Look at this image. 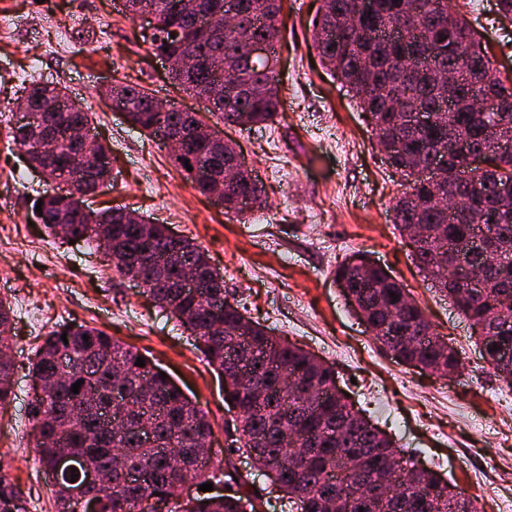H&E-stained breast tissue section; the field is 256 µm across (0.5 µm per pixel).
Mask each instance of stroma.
<instances>
[{
  "mask_svg": "<svg viewBox=\"0 0 512 512\" xmlns=\"http://www.w3.org/2000/svg\"><path fill=\"white\" fill-rule=\"evenodd\" d=\"M320 0H285L279 23L284 114L270 126L234 129L242 160L264 189L265 206L225 214L172 163L166 148L127 125L100 90L137 83L155 98L201 111L173 85L145 25L121 0H0V298L16 315L12 404L0 410V470L22 490L29 512H55L52 486L27 415L28 368L39 336L79 322L153 358L206 412L211 460L248 474L265 512H296L245 455L226 456L229 409L221 381L195 340L98 250L33 224L31 197L54 192L11 144L12 108L30 79L59 83L92 112L115 159L110 185L88 204L123 206L205 249L229 294L274 335L336 370L357 409L414 459L473 497L478 512L512 504V389L482 359L469 322L416 266L392 223L400 177L387 165L351 93L312 45ZM362 252L409 289L465 368L448 379L384 351L346 304L335 269ZM66 281V289L56 281ZM37 316H30V309Z\"/></svg>",
  "mask_w": 512,
  "mask_h": 512,
  "instance_id": "1",
  "label": "stroma"
}]
</instances>
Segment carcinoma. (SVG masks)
<instances>
[{
  "mask_svg": "<svg viewBox=\"0 0 512 512\" xmlns=\"http://www.w3.org/2000/svg\"><path fill=\"white\" fill-rule=\"evenodd\" d=\"M283 0H198V7L232 12L238 18L224 29L222 40H197L192 35L173 37L186 30L192 17H177L171 0H127L130 15L148 8L155 17L151 45L177 58L189 53L194 71L171 68V78L196 98L211 86L234 85L230 97H214L205 111L227 128L265 126L283 109L279 80L268 60L251 55V43L276 28ZM373 21L359 11V0H322L313 26V42L322 63L342 85L349 87L368 71L373 83L356 93L357 103L376 133L380 149L392 141L403 151L387 158L400 174L405 190L393 207V223L407 237L417 265L432 278L443 277L440 292L465 294L457 310L468 319L480 348L493 344L512 350V166L491 161L486 169H460L454 146L464 142L476 152H493L499 136L512 138V84L492 79L487 48L473 28L448 4V0H376ZM460 52L467 54L463 87L453 107H443L448 85L437 80L439 68L456 67ZM32 120L16 123L12 142L19 151L31 150L51 178L67 175L80 200L40 194L31 208L42 204L41 224L61 239H84L103 246L115 271L143 263L162 272L168 288H150L156 304L186 315L180 325L198 342V349L218 374L227 376L224 400L238 408L239 423L227 444L229 452H252L258 469L279 473L287 500L301 503V512H448V501L458 500L459 512H477L458 486L404 456L377 427L364 423L345 396L336 391L333 367L316 355L268 334V328L247 316L240 301L229 298L224 283L214 281L205 250L193 240L174 244L166 227L141 216L126 220L110 207L94 211L85 206L96 179L109 173L111 149L93 142L105 160L95 172L83 167L86 145L65 140L64 131L75 123L93 124L92 113L81 109L59 84L33 80L24 87ZM112 109L130 126L155 138L166 130L179 137L171 151L175 165L186 172L203 195L207 187L198 171L209 166L217 174L239 156L231 140L218 145L196 132L198 113L172 102L169 111L157 112L153 96L144 88L116 84L105 90ZM429 112L433 121L413 124L411 114ZM55 142V152L45 157L35 150L42 139ZM444 151L446 167L428 172L430 151ZM192 170H186L185 164ZM248 191L251 203H261L259 184L241 180L224 191V210L239 215L237 196ZM482 272L479 289L468 288L456 270L459 256ZM195 259L204 284L199 301L176 287L181 258ZM348 284L347 304L365 311L369 331L403 363L443 377L460 372L461 354L440 336L402 283L360 253L335 271ZM398 295L392 299L390 293ZM14 309L0 299V409L14 396V362L9 339L14 333ZM67 340H62V335ZM88 339H83V336ZM74 362L59 376L57 362ZM145 366L136 365L137 358ZM147 357L115 340L103 330L83 324H64L42 337L31 363L35 395L29 410L35 448L53 475L55 512H87L82 495L96 500L97 512H256L255 499L246 492L247 477L226 481L231 490L222 496L195 495L183 503L175 500L174 475L169 458L176 453L186 471L210 483L220 467L206 474L199 470L197 448L212 435L211 423L196 402ZM255 379L252 387L241 377ZM84 380L79 393L72 385ZM125 392V403H110L114 390ZM79 477L56 473L61 452ZM301 457L305 477L293 470ZM399 471L418 497L389 496L383 503L356 507L342 482L366 484L379 476L389 481ZM89 471H105L112 484L88 487L76 493ZM0 512H27L19 487L0 474Z\"/></svg>",
  "mask_w": 512,
  "mask_h": 512,
  "instance_id": "cac0c4a2",
  "label": "carcinoma"
}]
</instances>
